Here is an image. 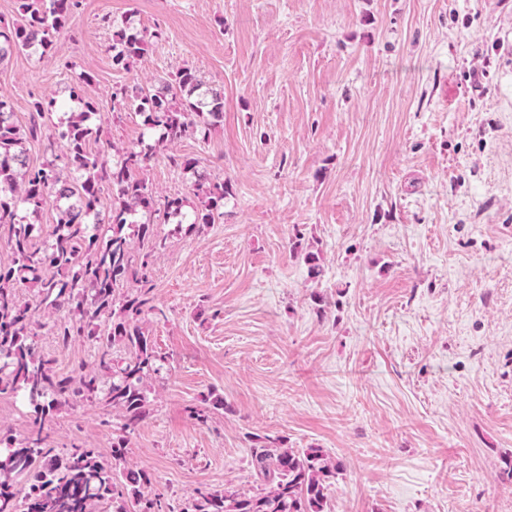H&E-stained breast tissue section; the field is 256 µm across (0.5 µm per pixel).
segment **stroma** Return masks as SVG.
Returning <instances> with one entry per match:
<instances>
[{
  "label": "stroma",
  "instance_id": "1",
  "mask_svg": "<svg viewBox=\"0 0 512 512\" xmlns=\"http://www.w3.org/2000/svg\"><path fill=\"white\" fill-rule=\"evenodd\" d=\"M112 19L162 33L126 70ZM185 67L224 94L205 136L159 146L113 109ZM84 72L104 160L155 144L145 178L188 213L195 176L171 156L226 188L206 231L157 226L144 327L169 367L127 454L153 492H256L251 450L280 438L343 463L332 512H512V0H80L50 56L0 63V95L22 124L55 99L52 127ZM36 343L65 375L94 360ZM118 423L65 406L49 442L107 457Z\"/></svg>",
  "mask_w": 512,
  "mask_h": 512
}]
</instances>
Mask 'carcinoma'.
Here are the masks:
<instances>
[{
    "label": "carcinoma",
    "mask_w": 512,
    "mask_h": 512,
    "mask_svg": "<svg viewBox=\"0 0 512 512\" xmlns=\"http://www.w3.org/2000/svg\"><path fill=\"white\" fill-rule=\"evenodd\" d=\"M79 0H23L22 17L0 26V63L13 52L30 49L48 55L66 30ZM162 33L118 28L112 64L126 69L147 51L149 39ZM92 77L82 76L69 97L81 110L47 135L41 117L52 101L35 98L29 122L12 120L0 96V240L11 260L0 264V394L21 393L32 406L29 428L18 439L0 430V512H96L112 503V512H330L329 490L341 464L321 448L294 449L274 441L252 449L254 472L264 488L246 494L233 486L197 490L178 504H163L151 491L153 476L127 460L131 435L149 415L146 382L161 373L167 356L143 328L154 304L150 258L166 247L151 221L136 224L139 212L168 220L183 216L184 199H167L155 208L152 189L142 177L153 146L128 147L113 163L90 147L102 128L89 126L98 103L85 95ZM202 83L188 68L157 91L137 87L112 96V105L135 106L155 144H175L207 129L224 111L217 91L187 105L178 94L196 93ZM46 140L45 161L27 162L24 145ZM200 199L191 224L207 227L224 217V185L204 176L194 183ZM112 206L102 209V195ZM55 202L50 239L40 245L36 225L20 210L39 216ZM34 290L36 300H23ZM49 327L59 344L85 339L98 358L70 375L60 374L55 359L41 352L37 329ZM103 401L119 417L112 452L80 444L62 453L47 444V423L60 407L77 401Z\"/></svg>",
    "instance_id": "carcinoma-1"
}]
</instances>
